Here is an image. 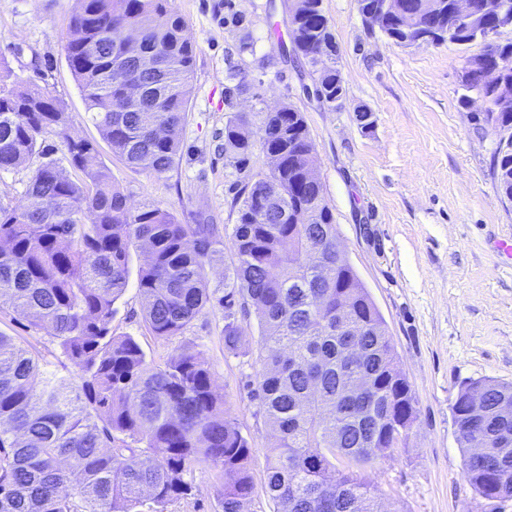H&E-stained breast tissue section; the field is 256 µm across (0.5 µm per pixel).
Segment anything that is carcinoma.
I'll return each mask as SVG.
<instances>
[{
  "label": "carcinoma",
  "mask_w": 512,
  "mask_h": 512,
  "mask_svg": "<svg viewBox=\"0 0 512 512\" xmlns=\"http://www.w3.org/2000/svg\"><path fill=\"white\" fill-rule=\"evenodd\" d=\"M291 17L306 36L307 61L320 57V96H345L336 67V37L322 0H300ZM384 33L404 35L420 0H396ZM161 63L141 72L123 35ZM68 66L112 154L128 166L168 172L181 149L192 91L195 46L171 0H77L65 45ZM486 63L510 66L512 42L492 43ZM0 67V172L18 169L53 134L67 166L54 160L32 174L24 203L0 206V299L31 328L49 332L77 371L70 385L48 375L41 359L0 331V512H153L192 493L185 474L208 462L228 477L223 512H248L252 451L214 386L203 353L178 348L162 363L147 360L138 340L112 330L114 304L138 270L144 322L159 339L176 336L212 302L224 310V351L247 356L242 323L257 319L259 368L253 398L273 430L265 492L277 512H376L381 504L365 467L408 447L417 399L398 368L385 321L353 266L336 258V224L323 189L304 182L315 150L303 113L290 103L261 113L259 138L243 123L224 126L229 165L246 171L254 152L270 159L234 198L231 234L209 223L182 224L168 208L133 209L100 158L98 144L71 132L65 106L43 89L8 82ZM142 87L127 98L123 81ZM460 104L474 93L488 103L484 118L512 126V110L493 108L494 87L469 72ZM497 183L512 200V148L492 157ZM78 173L75 179L72 174ZM229 238L235 262L224 294L209 289V271L224 260ZM323 262L310 264V252ZM359 335L351 337L352 330ZM355 339L360 355L340 357ZM374 380L371 388L360 379ZM487 386L479 414L465 415L471 389ZM512 383L460 385L452 404L465 448L464 478L481 496L512 498ZM473 434L490 447L476 458ZM377 453L364 454V443ZM342 467H336V463Z\"/></svg>",
  "instance_id": "1"
}]
</instances>
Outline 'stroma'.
<instances>
[{
	"instance_id": "obj_1",
	"label": "stroma",
	"mask_w": 512,
	"mask_h": 512,
	"mask_svg": "<svg viewBox=\"0 0 512 512\" xmlns=\"http://www.w3.org/2000/svg\"><path fill=\"white\" fill-rule=\"evenodd\" d=\"M173 5L187 22L196 59L182 149L162 175L127 166L100 141L65 59L75 0H0V59L15 80L64 102L73 132L98 142L131 207L168 206L184 224L194 223L200 211L215 224L236 222L232 201L242 177L225 165L230 118L245 112L257 127L262 112L281 102L303 112L344 255L383 316L418 400L408 447L368 467V476L399 512H512V499L486 500L463 479L451 411L464 381L512 382V259L495 248L512 237V203L491 174L492 142L474 132L479 105L458 103L462 61L480 53L482 43L404 48L368 28L356 0H323L346 88L335 108L308 93L312 79L292 51L284 0ZM232 11L243 16L241 26L225 23ZM244 38L252 46L243 51ZM359 105L374 114L370 129L355 119ZM114 308L113 329L136 337L148 359L162 361L184 345L203 353L252 449L248 510L277 512L264 490L272 431L249 386L259 351L256 319L245 327L249 356L235 357L224 351L220 307L207 308L167 340L144 323L136 281ZM0 331L44 355L56 377L73 378L75 369L56 342L28 328L6 301H0ZM187 479L192 496L170 504L168 512H222L218 469L199 463Z\"/></svg>"
}]
</instances>
